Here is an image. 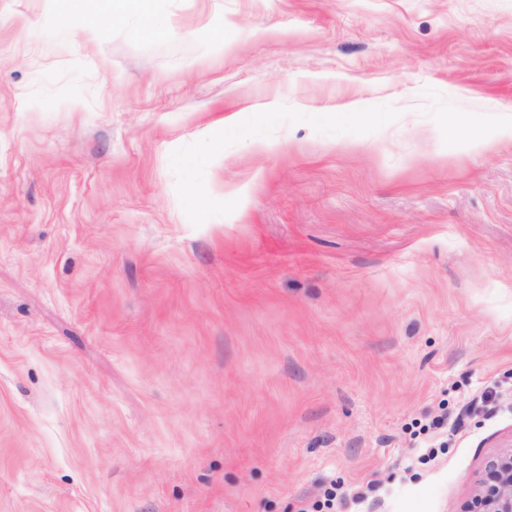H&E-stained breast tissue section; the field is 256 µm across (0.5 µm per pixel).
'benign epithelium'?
I'll list each match as a JSON object with an SVG mask.
<instances>
[{"mask_svg":"<svg viewBox=\"0 0 512 512\" xmlns=\"http://www.w3.org/2000/svg\"><path fill=\"white\" fill-rule=\"evenodd\" d=\"M461 512H512V448L490 457Z\"/></svg>","mask_w":512,"mask_h":512,"instance_id":"7a95c632","label":"benign epithelium"}]
</instances>
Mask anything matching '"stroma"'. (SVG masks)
Returning a JSON list of instances; mask_svg holds the SVG:
<instances>
[{"instance_id": "obj_1", "label": "stroma", "mask_w": 512, "mask_h": 512, "mask_svg": "<svg viewBox=\"0 0 512 512\" xmlns=\"http://www.w3.org/2000/svg\"><path fill=\"white\" fill-rule=\"evenodd\" d=\"M84 8L0 0V512H460L512 142L443 129L512 104V0ZM57 13L74 21L87 41H95L103 30V24L97 21H88L82 18L76 8V0H51Z\"/></svg>"}]
</instances>
